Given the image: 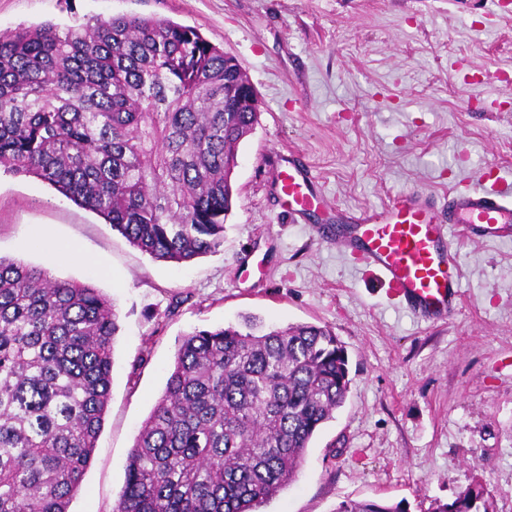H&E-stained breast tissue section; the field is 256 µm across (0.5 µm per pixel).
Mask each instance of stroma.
Masks as SVG:
<instances>
[{
    "label": "stroma",
    "mask_w": 512,
    "mask_h": 512,
    "mask_svg": "<svg viewBox=\"0 0 512 512\" xmlns=\"http://www.w3.org/2000/svg\"><path fill=\"white\" fill-rule=\"evenodd\" d=\"M118 14L196 28L237 60L260 117L238 147L223 245L186 264L0 166V255L97 288L119 314L109 406L69 512H112L181 338L245 313L330 326L352 379L298 480L261 512L346 499L432 512L474 484L487 512H512V227L454 236L462 298L439 322L315 231L408 189L442 197L461 176H512V17L497 0H0V33ZM291 155L324 196L299 218L274 173ZM70 242L83 259L62 255Z\"/></svg>",
    "instance_id": "35a3bbf8"
}]
</instances>
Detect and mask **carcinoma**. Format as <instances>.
Masks as SVG:
<instances>
[{"mask_svg": "<svg viewBox=\"0 0 512 512\" xmlns=\"http://www.w3.org/2000/svg\"><path fill=\"white\" fill-rule=\"evenodd\" d=\"M236 59L191 27L94 17L0 33V165L156 260L214 252L259 120ZM118 315L84 283L0 256V512H69L101 432ZM331 327L255 316L194 331L128 457L113 512H258L349 393ZM485 487L434 512H474ZM335 512H403L345 500Z\"/></svg>", "mask_w": 512, "mask_h": 512, "instance_id": "cac0c4a2", "label": "carcinoma"}]
</instances>
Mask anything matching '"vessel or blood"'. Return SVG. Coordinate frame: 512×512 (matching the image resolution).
Here are the masks:
<instances>
[{"label": "vessel or blood", "mask_w": 512, "mask_h": 512, "mask_svg": "<svg viewBox=\"0 0 512 512\" xmlns=\"http://www.w3.org/2000/svg\"><path fill=\"white\" fill-rule=\"evenodd\" d=\"M278 182L289 213L319 207L309 171L291 163L281 168ZM512 224V179L458 181L448 193V220L440 222L428 194L412 189L387 209L354 217L350 236L338 240L341 249L358 254L361 262L426 321L454 316L459 301V263L451 232L469 226L490 229Z\"/></svg>", "instance_id": "1"}]
</instances>
